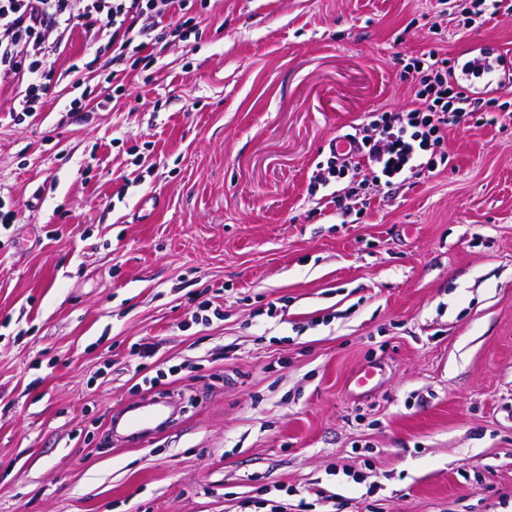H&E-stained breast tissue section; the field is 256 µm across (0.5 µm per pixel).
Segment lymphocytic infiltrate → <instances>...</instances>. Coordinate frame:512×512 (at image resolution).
<instances>
[{
    "label": "lymphocytic infiltrate",
    "instance_id": "obj_1",
    "mask_svg": "<svg viewBox=\"0 0 512 512\" xmlns=\"http://www.w3.org/2000/svg\"><path fill=\"white\" fill-rule=\"evenodd\" d=\"M191 0H0V77L21 83L11 112L21 123L36 115L47 94L52 75L50 58L56 44L47 33L66 35L75 26L87 32L106 27L112 31V50L118 56L147 52L138 26L141 19L165 13H187ZM414 89L413 105L370 116L356 127L354 155L328 158L312 176L309 188L317 190L330 179L364 170L363 186L392 187L432 172L447 160L443 149L451 125L472 115L475 104L461 86L447 59L427 50L407 65Z\"/></svg>",
    "mask_w": 512,
    "mask_h": 512
}]
</instances>
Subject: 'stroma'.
<instances>
[{"mask_svg": "<svg viewBox=\"0 0 512 512\" xmlns=\"http://www.w3.org/2000/svg\"><path fill=\"white\" fill-rule=\"evenodd\" d=\"M459 20L195 0L148 61L75 27L34 119L0 90V512H512V88L465 76L501 111L366 210L308 192L411 57L512 69V14ZM156 390L174 423L113 433Z\"/></svg>", "mask_w": 512, "mask_h": 512, "instance_id": "35a3bbf8", "label": "stroma"}]
</instances>
